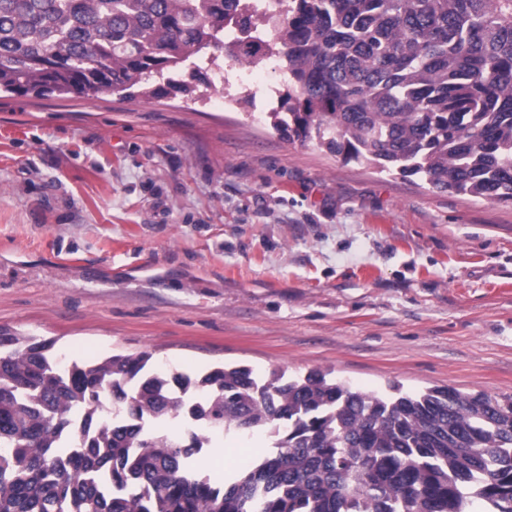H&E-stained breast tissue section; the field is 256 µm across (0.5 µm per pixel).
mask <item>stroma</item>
Here are the masks:
<instances>
[{"label": "stroma", "mask_w": 512, "mask_h": 512, "mask_svg": "<svg viewBox=\"0 0 512 512\" xmlns=\"http://www.w3.org/2000/svg\"><path fill=\"white\" fill-rule=\"evenodd\" d=\"M0 96V332L355 390L512 396V204L346 163L261 92ZM241 469L266 431L215 433Z\"/></svg>", "instance_id": "stroma-1"}]
</instances>
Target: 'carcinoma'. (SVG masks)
<instances>
[{
	"label": "carcinoma",
	"mask_w": 512,
	"mask_h": 512,
	"mask_svg": "<svg viewBox=\"0 0 512 512\" xmlns=\"http://www.w3.org/2000/svg\"><path fill=\"white\" fill-rule=\"evenodd\" d=\"M279 2L0 0V91L132 97L154 77L163 97L213 88L194 60L216 50L275 55L288 84L268 116L288 139L512 202V0ZM53 347L0 335V512H512V398ZM182 415L204 430L151 426ZM217 428L266 430L275 451L218 485L191 463Z\"/></svg>",
	"instance_id": "cac0c4a2"
}]
</instances>
